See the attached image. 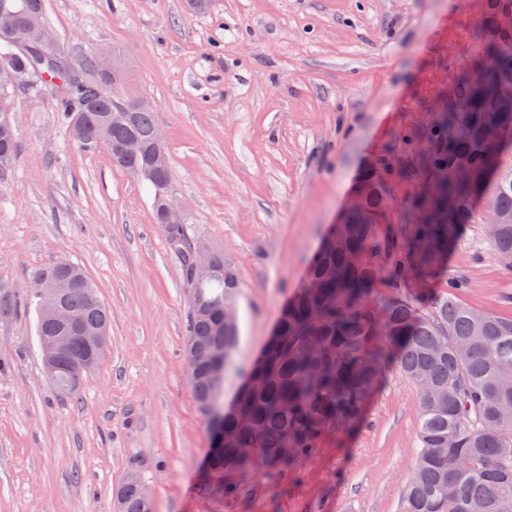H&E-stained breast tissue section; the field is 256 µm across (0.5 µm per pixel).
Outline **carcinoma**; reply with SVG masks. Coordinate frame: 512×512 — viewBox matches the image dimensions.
<instances>
[{
    "instance_id": "1",
    "label": "carcinoma",
    "mask_w": 512,
    "mask_h": 512,
    "mask_svg": "<svg viewBox=\"0 0 512 512\" xmlns=\"http://www.w3.org/2000/svg\"><path fill=\"white\" fill-rule=\"evenodd\" d=\"M19 14L16 33L33 34L45 27L43 0H29ZM12 35L0 32V71L28 74L29 55L5 49ZM101 51L89 53L77 71L71 66L50 71L43 81L55 88L71 75L80 84L59 98V120L69 126L85 148L104 146L112 161L148 184L154 194L156 223L177 258L183 284L215 304L212 312L187 308V340L200 349L224 345V371L233 366L238 328L217 332L220 307L236 301L239 288L233 267L221 251L213 252L221 270L204 283L188 280L197 239L183 224L163 222V187H172V167L160 168L153 146L157 129L151 107L139 101L123 112L112 76L97 68ZM481 66L484 79L471 83L459 76L458 94L440 111L439 139L422 152L420 166L448 180L433 181L414 201L417 222L379 239L376 217L384 208L380 186L366 185L362 204L336 226L329 242L317 253L309 279L288 304L264 353L247 377L249 388L238 391L224 413V448L212 450L216 470L247 469L256 459L283 466L317 447L333 425L357 422L381 366L392 365L416 386L420 406L415 430L416 464L404 483L402 512H512V318L474 310L446 292L424 304L408 293L377 295L385 277L393 282L415 280L436 273L459 225L483 201L496 223L486 225L497 257L512 269V145L493 146L484 132L490 128L512 132V99L499 90L500 72L512 70V36L496 39L490 32ZM129 139L142 145L126 154ZM17 151L12 111L0 107V175ZM52 285L77 281L66 297L67 322L38 315L37 335L69 337L62 361L84 353L80 336L89 330L107 333L111 315L98 299L93 282L77 264L62 260L38 269ZM20 292L0 281V313L17 310ZM53 381L65 395L79 394L82 382L58 372ZM201 410L224 399V386L214 385L206 372L190 376ZM151 501L129 487L118 503L119 512H151Z\"/></svg>"
}]
</instances>
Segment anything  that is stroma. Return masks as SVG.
<instances>
[{"label": "stroma", "mask_w": 512, "mask_h": 512, "mask_svg": "<svg viewBox=\"0 0 512 512\" xmlns=\"http://www.w3.org/2000/svg\"><path fill=\"white\" fill-rule=\"evenodd\" d=\"M499 0H45L73 62L106 49L119 89L154 107L172 195L191 235L224 252L239 281L232 404L306 285L323 241L375 177L377 237L414 223L429 184L417 158L438 111L483 56ZM18 152L0 178V280L26 288L58 260L80 265L112 314L108 349L79 397L45 371L37 313L0 317V512H116L129 473L153 512H401L417 452L419 393L382 368L356 425L333 426L284 471L206 475L211 418L184 357L188 293L156 224L150 188L104 147L84 149L36 80L0 94ZM512 318V270L480 216L462 225L442 273L406 282Z\"/></svg>", "instance_id": "1"}]
</instances>
